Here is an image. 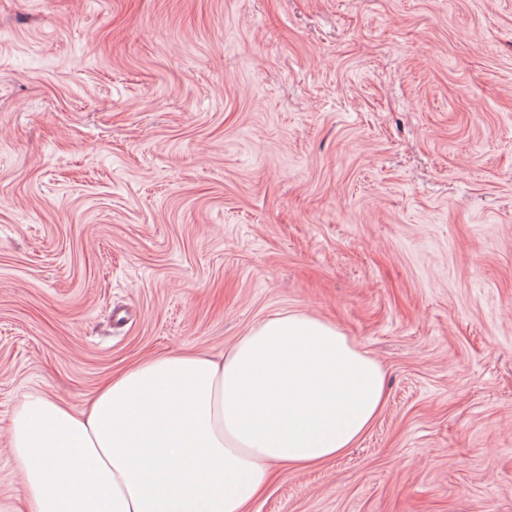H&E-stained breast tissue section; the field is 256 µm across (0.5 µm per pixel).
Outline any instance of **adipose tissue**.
Instances as JSON below:
<instances>
[{
  "label": "adipose tissue",
  "instance_id": "obj_1",
  "mask_svg": "<svg viewBox=\"0 0 512 512\" xmlns=\"http://www.w3.org/2000/svg\"><path fill=\"white\" fill-rule=\"evenodd\" d=\"M384 402L376 360L284 311L227 351L139 362L78 412L25 395L7 434L30 512H247L270 464L340 456Z\"/></svg>",
  "mask_w": 512,
  "mask_h": 512
}]
</instances>
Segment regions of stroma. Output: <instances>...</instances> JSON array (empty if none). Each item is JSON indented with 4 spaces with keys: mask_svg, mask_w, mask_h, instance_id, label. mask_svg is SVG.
<instances>
[{
    "mask_svg": "<svg viewBox=\"0 0 512 512\" xmlns=\"http://www.w3.org/2000/svg\"><path fill=\"white\" fill-rule=\"evenodd\" d=\"M285 310L387 400L249 512H512V0H0V512L24 393Z\"/></svg>",
    "mask_w": 512,
    "mask_h": 512,
    "instance_id": "obj_1",
    "label": "stroma"
}]
</instances>
